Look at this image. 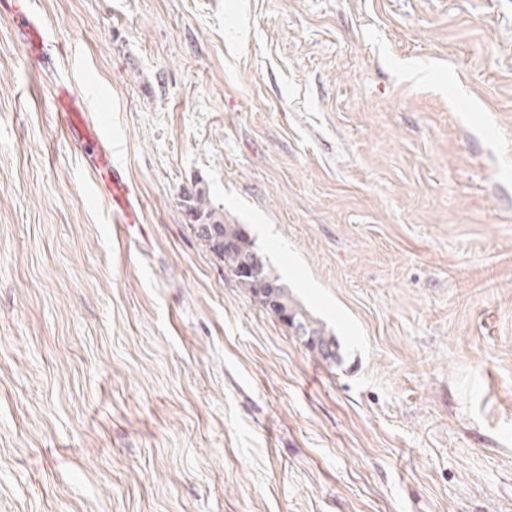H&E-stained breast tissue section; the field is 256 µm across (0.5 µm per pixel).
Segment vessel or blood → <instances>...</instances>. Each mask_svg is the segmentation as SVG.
<instances>
[{
    "instance_id": "obj_1",
    "label": "vessel or blood",
    "mask_w": 512,
    "mask_h": 512,
    "mask_svg": "<svg viewBox=\"0 0 512 512\" xmlns=\"http://www.w3.org/2000/svg\"><path fill=\"white\" fill-rule=\"evenodd\" d=\"M31 4L32 0H0V17L10 22L15 37L28 49L34 69L41 70L53 61V42ZM51 99L57 128L85 162L95 193L107 203L113 231L120 235L129 225L141 223L140 189L121 159L119 138L111 125L89 118L93 102L82 82L53 85Z\"/></svg>"
}]
</instances>
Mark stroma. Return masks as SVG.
<instances>
[{
  "label": "stroma",
  "instance_id": "obj_1",
  "mask_svg": "<svg viewBox=\"0 0 512 512\" xmlns=\"http://www.w3.org/2000/svg\"><path fill=\"white\" fill-rule=\"evenodd\" d=\"M39 8L40 78L0 18V512H512V0ZM80 71L125 238L44 92ZM197 181L339 364L196 239Z\"/></svg>",
  "mask_w": 512,
  "mask_h": 512
}]
</instances>
